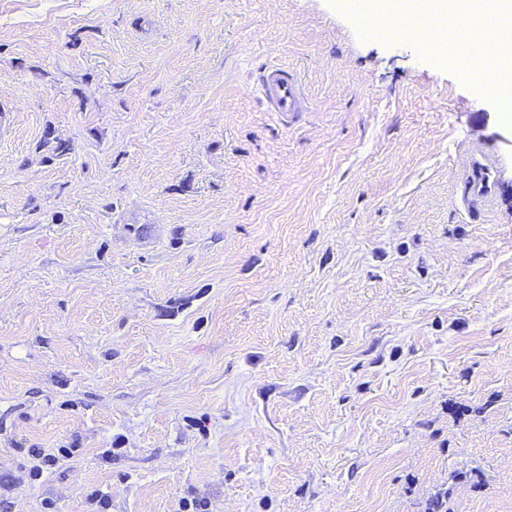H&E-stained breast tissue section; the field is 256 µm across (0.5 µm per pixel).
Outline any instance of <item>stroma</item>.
<instances>
[{"mask_svg":"<svg viewBox=\"0 0 512 512\" xmlns=\"http://www.w3.org/2000/svg\"><path fill=\"white\" fill-rule=\"evenodd\" d=\"M183 500L512 512V123L348 0H0V512ZM259 90L271 112L288 118L309 110L297 74L288 67L269 66L259 75ZM483 147H476L469 160L465 179L466 198L487 209L495 207L498 198V167Z\"/></svg>","mask_w":512,"mask_h":512,"instance_id":"1","label":"stroma"}]
</instances>
